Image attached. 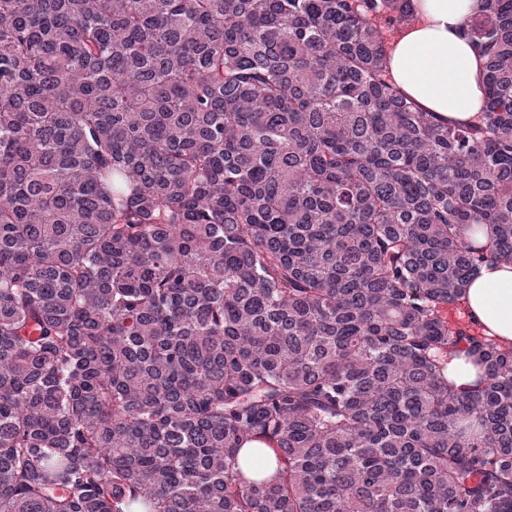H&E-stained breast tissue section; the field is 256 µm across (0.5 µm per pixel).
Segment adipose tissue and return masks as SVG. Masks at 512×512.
Segmentation results:
<instances>
[{
	"mask_svg": "<svg viewBox=\"0 0 512 512\" xmlns=\"http://www.w3.org/2000/svg\"><path fill=\"white\" fill-rule=\"evenodd\" d=\"M478 7V0H413V19L387 50L393 83L426 111L456 123L478 121L484 105V59L463 34ZM465 305L485 335L512 346V263H479Z\"/></svg>",
	"mask_w": 512,
	"mask_h": 512,
	"instance_id": "adipose-tissue-1",
	"label": "adipose tissue"
}]
</instances>
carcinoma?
<instances>
[{
    "instance_id": "obj_1",
    "label": "carcinoma",
    "mask_w": 512,
    "mask_h": 512,
    "mask_svg": "<svg viewBox=\"0 0 512 512\" xmlns=\"http://www.w3.org/2000/svg\"><path fill=\"white\" fill-rule=\"evenodd\" d=\"M479 2L464 124L388 79L412 0H0V512H512V347L443 317L512 262ZM443 374L456 389L468 391L475 388L482 374L478 367H475L470 361L461 355L448 354L443 358Z\"/></svg>"
}]
</instances>
